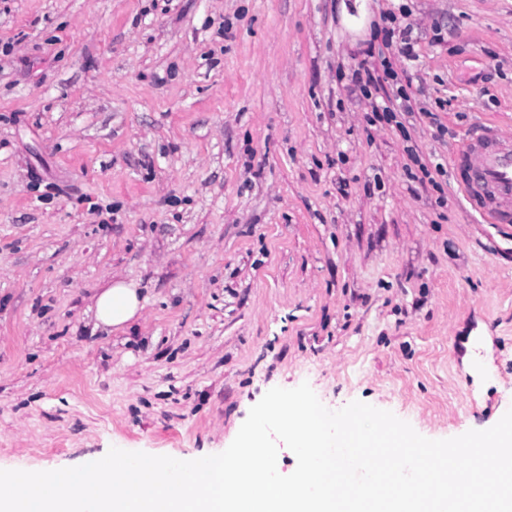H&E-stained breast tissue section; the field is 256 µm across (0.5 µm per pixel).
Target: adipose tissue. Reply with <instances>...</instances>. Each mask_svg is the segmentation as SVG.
Masks as SVG:
<instances>
[{"instance_id":"1","label":"adipose tissue","mask_w":512,"mask_h":512,"mask_svg":"<svg viewBox=\"0 0 512 512\" xmlns=\"http://www.w3.org/2000/svg\"><path fill=\"white\" fill-rule=\"evenodd\" d=\"M144 308L137 286L121 279L109 282L95 295L93 303L97 326L121 332L141 318Z\"/></svg>"}]
</instances>
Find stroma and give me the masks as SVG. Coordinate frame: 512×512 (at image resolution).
Masks as SVG:
<instances>
[{
	"label": "stroma",
	"instance_id": "1",
	"mask_svg": "<svg viewBox=\"0 0 512 512\" xmlns=\"http://www.w3.org/2000/svg\"><path fill=\"white\" fill-rule=\"evenodd\" d=\"M385 59L401 129L351 80ZM479 122L512 133V0H0V469L220 453L304 382L430 439L495 425L512 224L450 161ZM114 277L126 333L94 326ZM94 296L95 328H111L126 332L142 316L145 302L140 298L136 285L122 279L109 282Z\"/></svg>",
	"mask_w": 512,
	"mask_h": 512
}]
</instances>
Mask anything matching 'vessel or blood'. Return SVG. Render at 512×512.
<instances>
[{
	"instance_id": "1",
	"label": "vessel or blood",
	"mask_w": 512,
	"mask_h": 512,
	"mask_svg": "<svg viewBox=\"0 0 512 512\" xmlns=\"http://www.w3.org/2000/svg\"><path fill=\"white\" fill-rule=\"evenodd\" d=\"M469 207L488 224H512V137L499 127L470 129L451 155Z\"/></svg>"
}]
</instances>
